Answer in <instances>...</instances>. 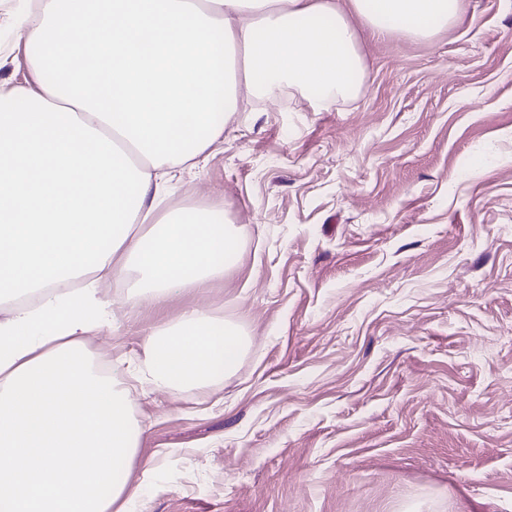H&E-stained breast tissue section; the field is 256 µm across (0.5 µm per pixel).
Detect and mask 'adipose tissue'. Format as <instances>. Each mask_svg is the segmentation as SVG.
<instances>
[{"label": "adipose tissue", "mask_w": 512, "mask_h": 512, "mask_svg": "<svg viewBox=\"0 0 512 512\" xmlns=\"http://www.w3.org/2000/svg\"><path fill=\"white\" fill-rule=\"evenodd\" d=\"M360 16L428 40L459 0H43L22 24L38 91L0 103V512H127L140 431L129 390L87 337L123 299L166 304L223 279L237 228L204 207L163 210L167 169L224 139L216 112L243 93L298 90L323 112L365 74ZM236 323L193 309L147 333L133 380L171 394L218 390L244 356Z\"/></svg>", "instance_id": "ef3b65f1"}]
</instances>
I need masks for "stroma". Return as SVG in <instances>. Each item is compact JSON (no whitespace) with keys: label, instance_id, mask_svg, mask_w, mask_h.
Segmentation results:
<instances>
[{"label":"stroma","instance_id":"stroma-1","mask_svg":"<svg viewBox=\"0 0 512 512\" xmlns=\"http://www.w3.org/2000/svg\"><path fill=\"white\" fill-rule=\"evenodd\" d=\"M0 0V90L36 88ZM353 98L255 95L165 208L244 233L223 280L120 305L95 362L184 311L237 322L221 390H132L131 512H512V0H461L429 40L359 28Z\"/></svg>","mask_w":512,"mask_h":512}]
</instances>
